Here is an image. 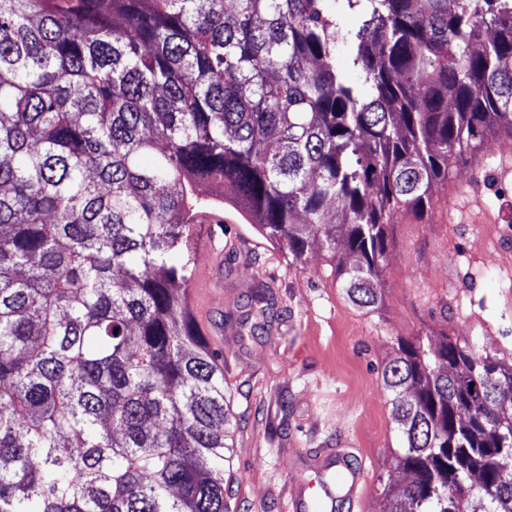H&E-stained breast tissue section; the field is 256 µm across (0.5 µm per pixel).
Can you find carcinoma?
<instances>
[{
  "label": "carcinoma",
  "instance_id": "1",
  "mask_svg": "<svg viewBox=\"0 0 512 512\" xmlns=\"http://www.w3.org/2000/svg\"><path fill=\"white\" fill-rule=\"evenodd\" d=\"M498 132L512 0H0V512H227L192 226L228 206L369 307L387 225ZM383 375L382 512H512V363L418 337Z\"/></svg>",
  "mask_w": 512,
  "mask_h": 512
}]
</instances>
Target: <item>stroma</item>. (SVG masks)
Returning <instances> with one entry per match:
<instances>
[{"label":"stroma","instance_id":"35a3bbf8","mask_svg":"<svg viewBox=\"0 0 512 512\" xmlns=\"http://www.w3.org/2000/svg\"><path fill=\"white\" fill-rule=\"evenodd\" d=\"M224 241V339L216 343L237 419L224 474L228 512H287L324 448L353 452L364 468L362 512H383L387 472L404 441L383 370L399 340L432 347L468 341L512 355V138H490L476 161L453 165L419 220L388 225L379 303L356 305L325 252L304 264L232 210L214 214ZM272 287L274 304L254 338L239 341L247 294Z\"/></svg>","mask_w":512,"mask_h":512}]
</instances>
